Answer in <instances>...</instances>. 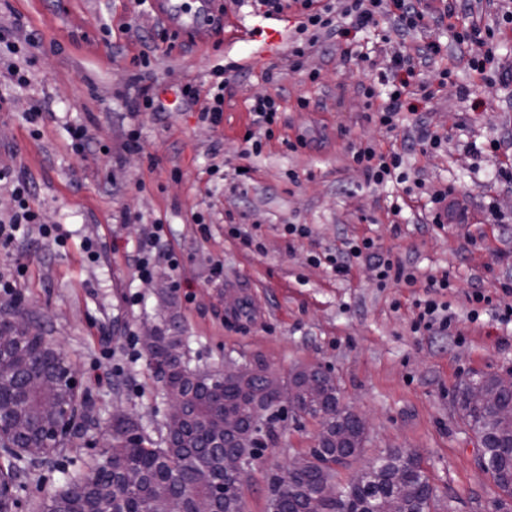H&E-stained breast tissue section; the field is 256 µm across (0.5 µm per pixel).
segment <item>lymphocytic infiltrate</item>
<instances>
[{
  "instance_id": "obj_1",
  "label": "lymphocytic infiltrate",
  "mask_w": 512,
  "mask_h": 512,
  "mask_svg": "<svg viewBox=\"0 0 512 512\" xmlns=\"http://www.w3.org/2000/svg\"><path fill=\"white\" fill-rule=\"evenodd\" d=\"M300 6L302 21L297 27L298 33L304 34L317 27L334 26L336 35L342 41H349L352 30L378 25L380 19L391 22L390 31L395 40L391 50V65L378 77L380 85L389 89L382 104H376L374 112L381 127L387 131L397 129L400 122L416 114L413 103L414 92L410 79L417 67L430 63L440 55L439 43L429 41L415 48L406 44L407 36L430 26L442 25L445 12L434 6L431 0H347L337 23H329L327 15L330 5H316L315 0H296ZM353 160L362 166L373 183L381 185L387 182L404 183L408 174L403 167V155L397 150L380 152L373 145L358 148ZM375 259L378 270V285L385 288L391 285H416L417 273L413 266L389 255L380 254L374 239L363 238L348 242L345 251L329 256L328 262L336 275L348 274L354 260L361 257ZM448 276L428 277L425 288L427 299L417 300L418 309L416 328L425 330H445L452 322V317L445 304L437 302L434 292L450 288Z\"/></svg>"
}]
</instances>
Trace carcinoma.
Masks as SVG:
<instances>
[{
  "label": "carcinoma",
  "instance_id": "obj_1",
  "mask_svg": "<svg viewBox=\"0 0 512 512\" xmlns=\"http://www.w3.org/2000/svg\"><path fill=\"white\" fill-rule=\"evenodd\" d=\"M171 337L162 328L156 340L143 346L150 360L166 363ZM70 370L65 356L32 323L0 319V420L12 432L15 453L3 449L0 477L12 483L27 471L52 462V450L42 438L54 425L58 409L79 395L58 375ZM176 411L167 416L165 435L151 441L132 417H113L109 447L92 461L88 471L66 477L62 487L40 505V512H168L179 502L180 512H197L209 502L210 512H242V494L208 500L211 487L224 481V451L212 444L224 438V409L250 399L235 383L212 384L210 373L173 363L159 373ZM463 384L459 408L479 443V459L502 493L496 508L509 512L512 500V395L502 394L487 407H474ZM267 406L294 401L307 415H330L324 443L309 457L293 462L288 491L271 480L270 512H433L434 490L420 459L400 451L378 457L372 465L340 488L332 500L317 497L320 487L333 481L332 465L360 453L365 441L360 420L352 412L336 410L337 387L332 377L321 380L320 394L311 395L297 377L253 384Z\"/></svg>",
  "mask_w": 512,
  "mask_h": 512
}]
</instances>
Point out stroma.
I'll list each match as a JSON object with an SVG mask.
<instances>
[{
  "label": "stroma",
  "instance_id": "stroma-1",
  "mask_svg": "<svg viewBox=\"0 0 512 512\" xmlns=\"http://www.w3.org/2000/svg\"><path fill=\"white\" fill-rule=\"evenodd\" d=\"M447 4L462 23L481 15L495 61L482 74L469 69L444 25L414 35L412 44L435 40L448 50L412 80L417 120L389 133L370 121L362 94L389 63L383 27L354 32L358 60L342 59V42L320 35L296 69L287 54L259 57L257 42L239 40L257 18L254 0H220L226 26L204 46L143 0H0V29L36 44L28 87L0 78V169L8 173L0 225L15 212L19 178L31 206L67 237L61 245L38 225L20 226L15 241L0 246V274L26 265L19 314L63 352L91 406L87 426L53 464L20 480L14 512H38L65 473L83 469L113 416L127 414L159 439L169 401L143 348L132 344L146 324L182 337L190 367L200 370H221L231 359L264 361L284 379L310 365L330 372L341 405L368 423L363 451L337 465V483L396 448L420 456L438 512H494L500 491L478 465L456 396L472 376L512 372V324L488 312L470 320L467 301L479 287L493 305L512 306L500 289L512 283V184L498 178L512 170V26L498 23L512 0ZM245 54L252 60L244 65ZM445 70L452 76L439 82ZM185 85L196 94L189 109L176 94ZM140 88L164 111L136 110ZM219 90L224 112L215 125L201 112ZM257 95L281 108L271 137L250 154L244 138ZM31 106L43 112L34 124L24 114ZM75 124L89 135L79 154L70 148ZM134 132L139 154L126 147ZM433 133L441 145L422 149ZM367 141L405 151L411 177L423 183L421 203L391 213L401 186L370 183L352 160ZM449 187L466 221L428 223L423 200ZM157 224L164 234L144 280L136 255ZM230 224L255 247L228 236ZM288 224L311 233L288 235ZM362 237L421 274L450 275L451 332L415 331L418 289L378 287L369 261L345 276L311 261ZM88 238L97 258L81 247ZM171 252L181 260L175 271ZM317 427L302 415L272 425L243 491L244 512H267L271 476L316 447Z\"/></svg>",
  "mask_w": 512,
  "mask_h": 512
}]
</instances>
